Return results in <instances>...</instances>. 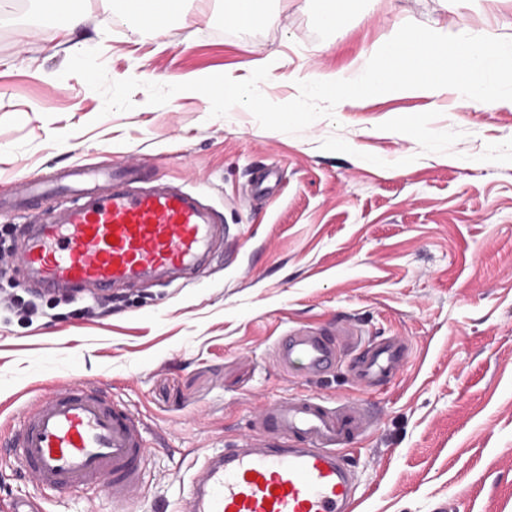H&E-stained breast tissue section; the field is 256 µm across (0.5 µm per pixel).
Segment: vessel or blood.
<instances>
[{
  "label": "vessel or blood",
  "mask_w": 512,
  "mask_h": 512,
  "mask_svg": "<svg viewBox=\"0 0 512 512\" xmlns=\"http://www.w3.org/2000/svg\"><path fill=\"white\" fill-rule=\"evenodd\" d=\"M138 177L133 168H76L47 183L27 182L23 201L59 189L73 201L36 213L17 265L41 287L65 292L105 293L151 277L193 275L223 242V225L196 194L165 183L139 188ZM358 335L348 321L331 334L296 327L275 352L283 369L298 362L317 374L340 362L339 337ZM406 359V340L394 336L369 343L354 366L371 388L396 378ZM19 418L8 451L43 490L96 489L116 512H130L150 456L146 428L133 412L102 386L74 376L32 397ZM258 420L272 444L207 454L181 512H358L359 484L347 454L368 425L357 402L331 407L288 397L265 407Z\"/></svg>",
  "instance_id": "obj_1"
}]
</instances>
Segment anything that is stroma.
Wrapping results in <instances>:
<instances>
[{"mask_svg":"<svg viewBox=\"0 0 512 512\" xmlns=\"http://www.w3.org/2000/svg\"><path fill=\"white\" fill-rule=\"evenodd\" d=\"M84 16L61 32L30 0H0V231L21 179L83 166L139 167L200 194L224 226V253L196 283L145 285L89 315L87 295L9 289L38 304L0 310V433L20 406L71 375L105 387L143 420L151 457L136 512H178L205 454L259 439L260 408L292 395L353 399L372 415L354 452L361 512H512V110L391 92L338 104L293 135L204 95L161 106L137 89L133 110L64 75L97 48L110 79L167 84L247 77L274 55L262 92L285 103L303 75L350 70L382 36L414 22L512 36V0H352L337 29L321 0H259L272 25L242 29L223 0H181L183 20L137 39L114 0H70ZM353 319L363 341L406 337L398 377L367 390L344 363L321 377L283 372L289 328ZM40 498L44 512H113L83 489L41 494L17 458L0 456V500Z\"/></svg>","mask_w":512,"mask_h":512,"instance_id":"obj_1","label":"stroma"}]
</instances>
